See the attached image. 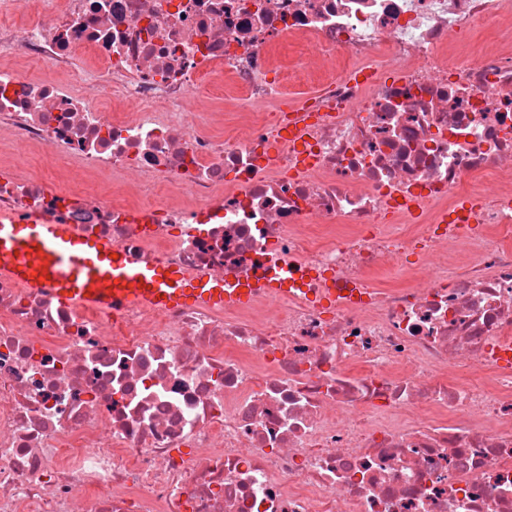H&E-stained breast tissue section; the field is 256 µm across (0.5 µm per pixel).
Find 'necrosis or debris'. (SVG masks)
<instances>
[{
  "label": "necrosis or debris",
  "instance_id": "1",
  "mask_svg": "<svg viewBox=\"0 0 512 512\" xmlns=\"http://www.w3.org/2000/svg\"><path fill=\"white\" fill-rule=\"evenodd\" d=\"M0 128L79 171L0 213L295 283L0 276V512H512V0H0Z\"/></svg>",
  "mask_w": 512,
  "mask_h": 512
}]
</instances>
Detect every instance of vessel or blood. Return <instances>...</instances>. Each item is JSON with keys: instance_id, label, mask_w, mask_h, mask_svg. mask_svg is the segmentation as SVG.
I'll return each instance as SVG.
<instances>
[{"instance_id": "b4317fda", "label": "vessel or blood", "mask_w": 512, "mask_h": 512, "mask_svg": "<svg viewBox=\"0 0 512 512\" xmlns=\"http://www.w3.org/2000/svg\"><path fill=\"white\" fill-rule=\"evenodd\" d=\"M0 275L48 290L61 302L112 314L139 304L162 310L242 305L259 288L287 290L286 283L259 280L228 288L204 277L187 278L167 263L135 265L120 246L33 212L0 214Z\"/></svg>"}]
</instances>
